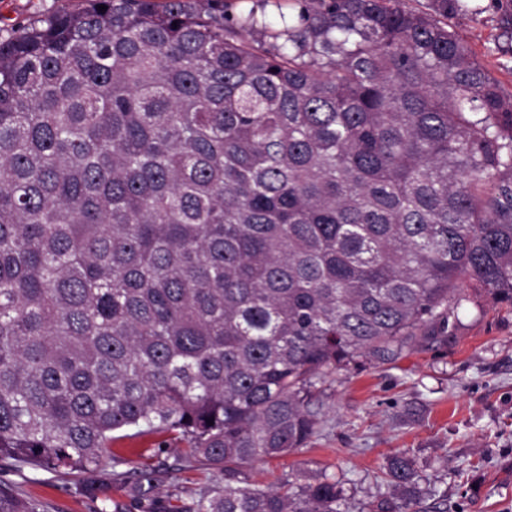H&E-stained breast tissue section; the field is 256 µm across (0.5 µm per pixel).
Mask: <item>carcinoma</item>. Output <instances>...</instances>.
<instances>
[{
    "instance_id": "obj_1",
    "label": "carcinoma",
    "mask_w": 512,
    "mask_h": 512,
    "mask_svg": "<svg viewBox=\"0 0 512 512\" xmlns=\"http://www.w3.org/2000/svg\"><path fill=\"white\" fill-rule=\"evenodd\" d=\"M88 0L0 39V459L105 495L119 436L222 475L190 512H350L244 468L307 444L328 372L512 306V91L468 0ZM512 39V0H492ZM107 6L106 11L98 6ZM131 493L161 512L155 470ZM410 512L414 459L388 457ZM0 512H39L0 485ZM496 20L495 10L491 6L478 16L463 17L455 22L459 34L469 43L476 58L488 65L492 75L512 90V71L498 65L500 61L510 67L512 62H510V54L495 51L499 45L504 48L508 46L506 37L500 35L501 31Z\"/></svg>"
}]
</instances>
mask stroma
Instances as JSON below:
<instances>
[{"instance_id":"stroma-1","label":"stroma","mask_w":512,"mask_h":512,"mask_svg":"<svg viewBox=\"0 0 512 512\" xmlns=\"http://www.w3.org/2000/svg\"><path fill=\"white\" fill-rule=\"evenodd\" d=\"M82 0H0V37L32 20L80 6ZM476 58L512 90V56L494 10L457 21ZM464 301L448 327V339L420 337L392 362L366 361L339 367L318 383L313 407L322 424L306 447L247 466L252 483L269 487L292 473L344 478L351 512L387 491L381 473L399 451L416 460L420 486L434 490L422 507L439 512H512V307L473 296L462 282ZM107 494L119 512H141L125 484L135 464L158 468V498L169 512H183L217 473L187 457L185 446L160 447L156 435L113 442ZM80 475L59 476L9 460L0 461V482L36 498L40 512H100L99 500L77 492Z\"/></svg>"}]
</instances>
